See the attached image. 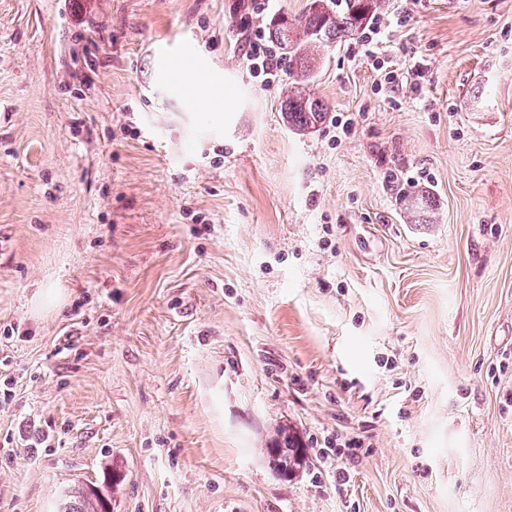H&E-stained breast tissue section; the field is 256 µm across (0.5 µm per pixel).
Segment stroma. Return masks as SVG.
<instances>
[{"label":"stroma","instance_id":"35a3bbf8","mask_svg":"<svg viewBox=\"0 0 512 512\" xmlns=\"http://www.w3.org/2000/svg\"><path fill=\"white\" fill-rule=\"evenodd\" d=\"M246 2L0 0V512L109 468L112 512H512V0H419L391 100L332 49L335 138L289 131L244 57L246 20L308 0ZM174 58L226 84L223 123ZM400 204L415 218V224H407L411 230L419 231L422 230L423 224L434 223L436 213L433 212L435 208L429 195L424 196L422 194L415 198L413 196H401ZM264 448L272 459L276 471L284 478H290L300 468L307 465V455L295 438L288 433V428L280 426Z\"/></svg>","mask_w":512,"mask_h":512}]
</instances>
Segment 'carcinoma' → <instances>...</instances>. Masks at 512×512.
Wrapping results in <instances>:
<instances>
[{
  "label": "carcinoma",
  "instance_id": "carcinoma-1",
  "mask_svg": "<svg viewBox=\"0 0 512 512\" xmlns=\"http://www.w3.org/2000/svg\"><path fill=\"white\" fill-rule=\"evenodd\" d=\"M344 3V7L335 8L330 0H309L306 12L297 21L290 22L283 16L269 29L270 38L288 57V83L283 90L281 108L288 128L297 135L312 132L327 113L326 104L314 95L311 86L328 52L363 30L383 6V0H344ZM400 204L414 217V223H434V204L428 196H403ZM265 453L285 478L307 465L304 449L283 426L268 441ZM115 482L116 478L108 472L100 487L75 486L59 512H112L111 498L105 489L113 487Z\"/></svg>",
  "mask_w": 512,
  "mask_h": 512
}]
</instances>
